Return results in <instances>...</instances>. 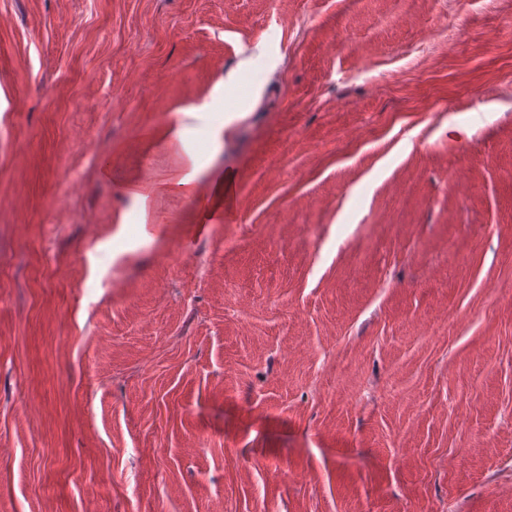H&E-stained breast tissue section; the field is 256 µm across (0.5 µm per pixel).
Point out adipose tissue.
I'll use <instances>...</instances> for the list:
<instances>
[{"instance_id":"obj_1","label":"adipose tissue","mask_w":512,"mask_h":512,"mask_svg":"<svg viewBox=\"0 0 512 512\" xmlns=\"http://www.w3.org/2000/svg\"><path fill=\"white\" fill-rule=\"evenodd\" d=\"M195 118V113H184L181 122L170 130L167 148L178 159L176 167L160 178L140 175L128 180L126 191L135 205L139 220H146L149 200L167 195L198 198L200 177L204 176L216 184H223L222 172L202 162L188 146L187 132Z\"/></svg>"}]
</instances>
